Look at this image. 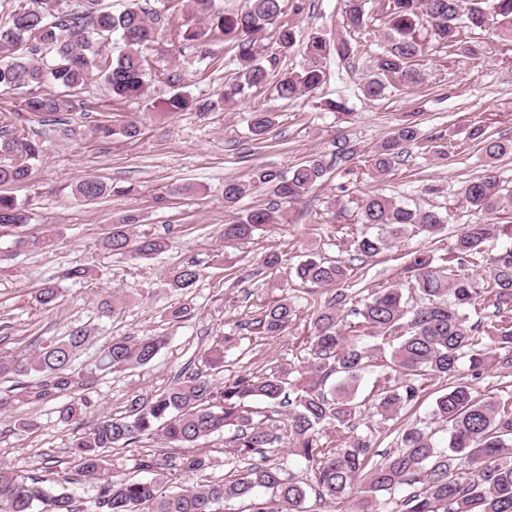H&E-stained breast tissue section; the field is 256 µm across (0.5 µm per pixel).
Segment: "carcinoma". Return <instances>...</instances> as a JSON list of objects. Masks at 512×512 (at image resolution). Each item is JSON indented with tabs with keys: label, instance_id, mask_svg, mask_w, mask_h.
I'll list each match as a JSON object with an SVG mask.
<instances>
[{
	"label": "carcinoma",
	"instance_id": "obj_1",
	"mask_svg": "<svg viewBox=\"0 0 512 512\" xmlns=\"http://www.w3.org/2000/svg\"><path fill=\"white\" fill-rule=\"evenodd\" d=\"M456 0H381L388 45L375 58L362 93L371 99L384 96L398 85L411 88L422 80L415 62L424 53L420 29L426 28L438 43L477 58L483 46L471 33L495 26L499 42L512 46V0H492V11L483 0H471L465 19L455 15ZM299 15L305 0H244L237 11H226L216 0H188L190 19L171 16V25L182 40L204 47L216 40L231 42L236 53L230 64L236 81L224 85V101L245 94L267 82L268 67L288 53L296 42V29L283 20L285 9ZM158 13L143 0H124L115 13L105 0H0V90L26 87L22 108L0 114V185L27 180L33 162L42 154L40 143L16 136V121L64 112L69 97L99 80L117 100L141 96L152 76L145 50L158 42ZM346 26L365 25L363 0H345ZM275 28V45L261 55L254 49L255 35ZM122 48L114 55L106 48L114 34ZM304 63L297 71L281 74L279 95L293 99L315 93L325 82L324 60L331 52L346 58L352 53L344 40H330L315 29L302 43ZM397 78L389 82L388 76ZM194 104L189 94L177 91L166 101L171 113ZM275 120L269 112L253 115L248 130L254 140L264 139ZM420 141L416 120L399 123L371 152L369 172L376 179L389 176L405 148ZM487 160L485 173L465 182L460 196L466 207L480 216L491 215L504 204L500 174L493 166L512 152V141L480 139ZM357 151L345 142L336 144L330 160L312 156L286 172L253 169L249 181L224 182V206L233 209L254 190L271 186L285 204L301 200L336 167L350 174L348 162ZM109 193L96 176L80 181L74 194L94 202ZM361 223L371 228L354 237L347 259L324 260L311 256L296 267L303 284L329 287L334 294L317 311L311 333L304 337L306 356L265 371L244 370L221 383L199 368L186 369L162 391L131 400L127 414L104 418L81 429L72 442L76 472L96 483L91 512H224L226 503L247 502L248 512H316V507L353 502V512H512V403L479 395L463 380L462 366L476 376L488 360L503 370L512 369V321L501 315L512 303V247L491 259L484 245L493 237L512 239V224L466 225L453 248L434 258H416L407 265L409 287H358V270L366 259L394 247L410 235L433 237L442 232L444 216L433 209L410 207L394 196L374 192L357 202ZM285 212L255 206L224 225V246L251 239L258 231L281 224ZM29 208L14 197L0 194V228L19 229L30 224ZM138 216L126 214L112 224L102 239L104 249L132 260L150 259L166 243L152 236H137L131 226ZM490 263L489 276L477 285L463 272L467 266ZM200 278L189 262L172 272L170 284L183 290ZM59 288L47 284L38 290L37 303L49 310ZM495 308L493 318L471 321L476 306ZM358 319L354 327L365 336L387 340L389 358L383 367L386 384L373 395L371 408L385 422L418 402L431 379H453L455 385L435 399L434 415L448 425V448L441 450L433 435L418 427L400 433V446L380 462L366 437L354 434L360 402L355 385L361 373L373 366L381 347L367 349L346 341V318ZM295 316L286 296L273 301L252 322L261 339L281 335ZM90 337L76 329L40 351L23 356H1L0 377H40L31 392L40 401L59 393L70 400L59 409L66 423L81 425L87 401L81 392L91 377L73 367ZM234 337L226 336L200 356L203 366L224 367V351ZM166 337L145 334L119 336L102 348L97 369L120 372L150 364ZM338 385L328 389L331 377ZM285 409V421L272 423L260 408ZM232 429L230 459L236 462L224 478L211 479L210 454L197 443L225 429ZM167 448L186 452L170 459L144 456L138 469L151 478L136 480L114 474L108 453L114 448L153 436ZM291 454L310 470L307 481L285 476L278 455ZM194 481L179 484L181 478ZM56 488L38 476L21 477L0 466V512H79L77 499L63 479ZM265 490L258 494L256 490ZM409 493L399 499L401 490Z\"/></svg>",
	"mask_w": 512,
	"mask_h": 512
}]
</instances>
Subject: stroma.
Returning a JSON list of instances; mask_svg holds the SVG:
<instances>
[{"label": "stroma", "mask_w": 512, "mask_h": 512, "mask_svg": "<svg viewBox=\"0 0 512 512\" xmlns=\"http://www.w3.org/2000/svg\"><path fill=\"white\" fill-rule=\"evenodd\" d=\"M343 13L344 0H307L302 14L285 15L300 34L321 29L352 46L347 59L328 57L327 81L315 96L284 99L269 82L244 98L224 102V84L235 75L227 64L232 44L212 46L221 65L200 64L197 47L184 44L176 29L164 23L161 41L148 56L159 68L181 75L197 108L164 113L161 103L172 89L162 80H149L141 98L122 101L93 82L75 96L72 110L57 113L50 122L37 117L25 122L26 136L42 141L43 154L31 179L0 190L25 203L34 215L30 231L52 237L54 244L30 251L18 246L15 231H0V353L31 354L72 330H90L91 339L75 361L76 367L95 373L84 390L89 401L86 423L124 415L132 398L163 389L186 365H199L201 351L227 333L239 336L240 342L225 351L224 369L215 376L219 382L245 369L285 364L301 356V339L309 335L310 322L330 291L301 284L294 268L312 254L348 258L360 197L380 190L448 215L447 229L433 239H406L367 262L361 281L366 289L402 282L410 259L443 254L472 222L458 191L463 182L485 171V158L472 138L475 129L512 140V50L498 43L490 30L476 34L486 45L478 59L450 55L444 45L428 40L419 60L422 83L373 100L364 97L361 86L386 44L385 25L376 13L361 30L348 31L342 25ZM340 97L351 119L323 109L324 101ZM254 112L275 116L262 142L252 140L248 131ZM410 112L419 115V145L410 148L387 178L372 179L366 166L371 150ZM132 115L140 118L136 137L103 138L95 132L99 124L117 125ZM339 141L357 151L348 196L338 197L339 179L329 177L287 206L285 223L225 246L222 229L234 217L224 206L225 180H249L257 167L288 171L312 155H330ZM449 142L455 152L440 155L441 145ZM90 175L112 185V194L89 204L76 199L74 185ZM435 183L442 186L441 194L423 192V185ZM182 184L194 185V193H177ZM128 213L139 218L134 234L167 241L163 253L132 261L99 248L111 224ZM271 252L282 259L273 271L263 266ZM191 261L198 264L201 277L191 293L184 294L170 287L167 275ZM79 264L88 268L87 278L63 280V271ZM231 267L240 270L241 281L229 280ZM47 283L60 288L49 310L34 300ZM284 296L296 310L288 330L270 339L255 337L251 319ZM105 301L114 304L106 314L100 310ZM178 307L188 308L189 314L175 322L169 313ZM150 332L168 338L150 365L114 373L97 370L99 353L112 337ZM445 387L442 380L429 382L421 400L403 410L395 426L422 428L433 433L439 447H446L445 426L432 415L434 400ZM0 397L11 400L0 410V465L22 476L53 481L73 476L70 444L76 429L60 421V399L28 402L14 382L3 378ZM26 421L33 422V429H23ZM149 453L162 458L169 450L159 438H144L112 449L110 469L139 477L136 463Z\"/></svg>", "instance_id": "35a3bbf8"}]
</instances>
